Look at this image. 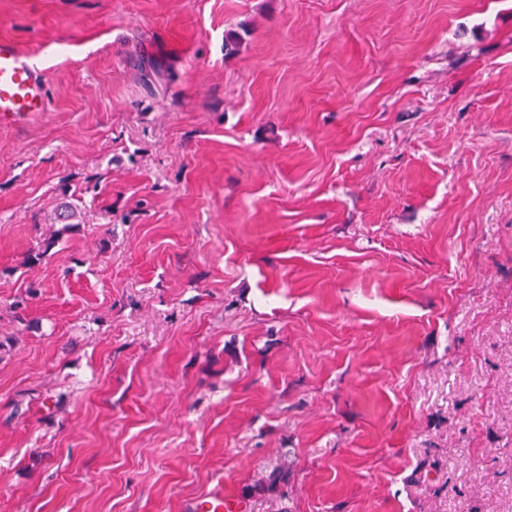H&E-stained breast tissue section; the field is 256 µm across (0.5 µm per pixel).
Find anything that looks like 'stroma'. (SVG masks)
<instances>
[{
    "label": "stroma",
    "mask_w": 512,
    "mask_h": 512,
    "mask_svg": "<svg viewBox=\"0 0 512 512\" xmlns=\"http://www.w3.org/2000/svg\"><path fill=\"white\" fill-rule=\"evenodd\" d=\"M1 37L50 85L0 124V512H512V0ZM239 507V503L233 509L231 501L224 498V492H217L201 498H195L188 504L190 512H233Z\"/></svg>",
    "instance_id": "stroma-1"
}]
</instances>
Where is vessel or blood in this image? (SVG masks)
Listing matches in <instances>:
<instances>
[{
  "instance_id": "1",
  "label": "vessel or blood",
  "mask_w": 512,
  "mask_h": 512,
  "mask_svg": "<svg viewBox=\"0 0 512 512\" xmlns=\"http://www.w3.org/2000/svg\"><path fill=\"white\" fill-rule=\"evenodd\" d=\"M48 104L47 78L18 44L0 38V123L25 119L30 113L45 111ZM190 512H231L223 493L193 499Z\"/></svg>"
}]
</instances>
